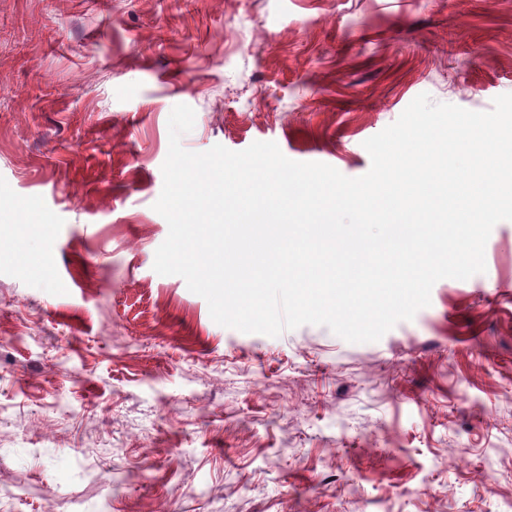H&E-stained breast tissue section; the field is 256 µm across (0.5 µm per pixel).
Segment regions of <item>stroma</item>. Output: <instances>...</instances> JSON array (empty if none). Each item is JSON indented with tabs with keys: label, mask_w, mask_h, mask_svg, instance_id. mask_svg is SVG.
Instances as JSON below:
<instances>
[{
	"label": "stroma",
	"mask_w": 512,
	"mask_h": 512,
	"mask_svg": "<svg viewBox=\"0 0 512 512\" xmlns=\"http://www.w3.org/2000/svg\"><path fill=\"white\" fill-rule=\"evenodd\" d=\"M422 93H512V0H0V512H512V221L370 343L153 269L175 105L355 178Z\"/></svg>",
	"instance_id": "stroma-1"
}]
</instances>
